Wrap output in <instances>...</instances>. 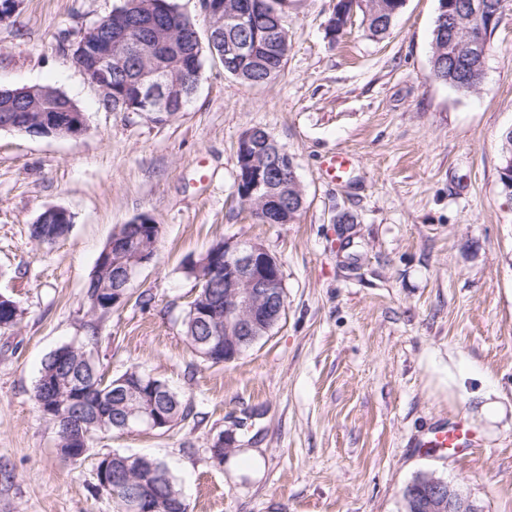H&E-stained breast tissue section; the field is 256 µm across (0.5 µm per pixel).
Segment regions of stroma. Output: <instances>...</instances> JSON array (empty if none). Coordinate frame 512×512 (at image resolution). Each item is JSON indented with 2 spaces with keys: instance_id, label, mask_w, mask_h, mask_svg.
Segmentation results:
<instances>
[{
  "instance_id": "stroma-1",
  "label": "stroma",
  "mask_w": 512,
  "mask_h": 512,
  "mask_svg": "<svg viewBox=\"0 0 512 512\" xmlns=\"http://www.w3.org/2000/svg\"><path fill=\"white\" fill-rule=\"evenodd\" d=\"M120 3L21 0L0 24V87L54 85L90 125L74 139L0 130V294L23 312L0 331V512H114L97 465L115 451L163 461L188 512H403L422 473L460 484L479 512H512V199L499 181L512 0L477 92L431 73L437 0H405L385 37L357 22L335 42L336 0H299L272 84L244 85L209 55L188 107L171 115L104 110L71 59L64 35ZM255 127L294 162L297 223H257L236 194L238 145ZM336 154L349 159L340 180L322 168ZM50 207L74 224L40 245L31 226ZM341 212L356 216L351 230ZM141 215L160 226L153 261L126 304L89 313L100 252ZM221 240L278 258L286 312L270 336L214 365L181 321L198 291L187 266ZM65 344L110 377L138 366L191 416L96 434L65 460L34 398L42 361ZM453 360L499 392L502 422L479 421L440 386ZM458 421L478 441L470 453L421 447ZM223 435L235 453L221 461Z\"/></svg>"
}]
</instances>
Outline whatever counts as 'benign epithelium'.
Instances as JSON below:
<instances>
[{
	"mask_svg": "<svg viewBox=\"0 0 512 512\" xmlns=\"http://www.w3.org/2000/svg\"><path fill=\"white\" fill-rule=\"evenodd\" d=\"M203 16L212 30L224 26L228 20L240 27L246 25L244 10L224 8V0H201ZM376 9L374 0H341L329 23L331 36H341L356 9ZM461 11L468 14L465 36L460 38L451 30L447 40L455 53L467 60L478 55H487L488 37L485 32L492 28L500 15L490 14L484 3L474 0L460 5L455 0H440L439 11L443 17ZM105 23L110 34L97 36L96 27L81 31L69 40L72 60L89 77L99 96L112 94V73L125 68L129 55L139 60L136 75L129 80L130 95L135 102L146 101L151 110L158 113L173 111L174 103L181 100L178 76L189 61L185 56H163L160 47L176 39L181 31L176 28L156 27L153 39L144 40L128 26L125 17L110 14ZM252 43L238 42L221 52L224 69L231 71L239 57L254 53ZM10 113L8 120L0 123V130H14L32 137H77L88 129L86 114L62 92H54L38 85L15 89H0V111ZM263 166L248 158L240 164L237 184H248L242 189L245 201L263 204L266 197L260 195L264 184ZM160 226L149 216H140L127 224L125 232H116L110 245L99 258L102 266L120 269V284L112 288H101L98 294L87 298L90 312L109 311L127 299V288L132 278L155 256V247ZM281 265L269 251L259 243L247 245L235 241H224L209 251L199 267V280L207 285L224 287V298L205 300L193 308L194 317L201 323L213 327L206 341L207 347L197 350L206 361H212L216 352L224 349L228 355L223 362H230L242 354V348L256 337L268 331V326L282 320L286 309ZM57 403L45 406L46 415L60 426L69 438L72 448L69 453L80 456L86 449L80 447L83 432L77 426L61 420L55 415ZM145 426L151 430L170 426V420L154 409L150 403H142L139 414L127 422V429ZM135 484L132 500L142 512L151 509L152 491L142 481H134L131 475L121 471L112 472V496H117L121 486ZM424 496L423 512H476L472 500L464 491L441 478L434 477L420 487Z\"/></svg>",
	"mask_w": 512,
	"mask_h": 512,
	"instance_id": "1",
	"label": "benign epithelium"
}]
</instances>
